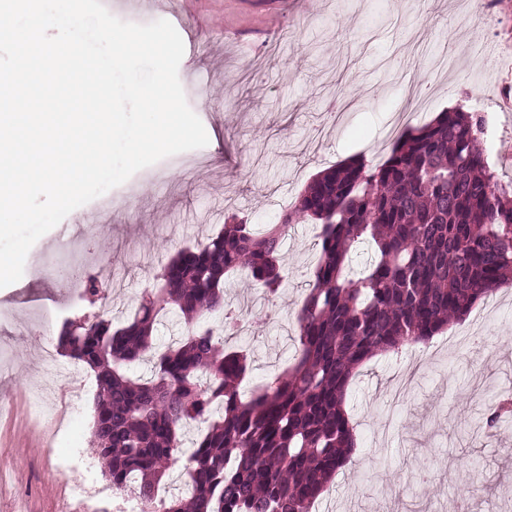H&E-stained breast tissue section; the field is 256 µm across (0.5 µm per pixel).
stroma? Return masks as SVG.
<instances>
[{"mask_svg":"<svg viewBox=\"0 0 512 512\" xmlns=\"http://www.w3.org/2000/svg\"><path fill=\"white\" fill-rule=\"evenodd\" d=\"M112 13L176 28L179 79L209 143L138 171L109 190L111 205L72 211L32 246L22 278L0 288V354L11 363L0 378V512H63L79 497L122 512L131 494L112 486L91 446L95 387L68 403L59 430L39 419L31 389L51 383L43 352L65 319H124L161 265L216 235L225 214L273 223L319 171L359 155L382 163L392 122L418 127L459 106L495 113L483 146L497 176L512 179V0H219L211 12L132 0ZM319 231L292 227L282 287L261 303L267 318L228 343L251 359L250 385L293 361ZM77 272L98 275L107 299L73 294ZM510 337L506 282L428 344L362 365L346 400L357 446L316 512H512V418L473 427L512 387Z\"/></svg>","mask_w":512,"mask_h":512,"instance_id":"1","label":"stroma"}]
</instances>
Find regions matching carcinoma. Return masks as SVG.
<instances>
[{
	"label": "carcinoma",
	"mask_w": 512,
	"mask_h": 512,
	"mask_svg": "<svg viewBox=\"0 0 512 512\" xmlns=\"http://www.w3.org/2000/svg\"><path fill=\"white\" fill-rule=\"evenodd\" d=\"M485 125L479 112H441L400 134L380 164L323 169L273 224L224 216L220 233L160 268L121 326L100 315L64 321L57 349L94 373L92 445L112 486L149 512H310L355 447L345 410L355 370L428 341L512 277V183L485 156ZM307 221L322 224L320 257L296 315L294 361L245 395L248 358L225 348L234 319L224 317V284L243 273L276 294L285 237ZM364 241L374 258L353 278ZM166 312L182 336L159 350ZM151 355L150 376H132ZM511 416L502 399L482 425ZM194 423L204 430L186 452ZM181 456L192 493L156 498Z\"/></svg>",
	"instance_id": "obj_1"
}]
</instances>
